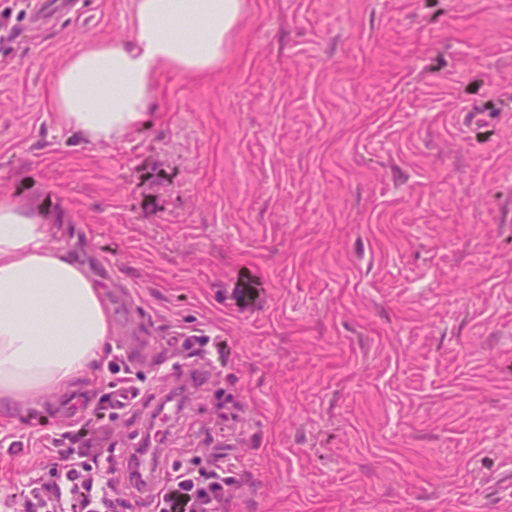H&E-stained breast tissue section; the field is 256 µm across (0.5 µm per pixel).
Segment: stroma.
<instances>
[{
    "label": "stroma",
    "instance_id": "1",
    "mask_svg": "<svg viewBox=\"0 0 512 512\" xmlns=\"http://www.w3.org/2000/svg\"><path fill=\"white\" fill-rule=\"evenodd\" d=\"M40 2L0 0V195L63 226L110 354L155 352L132 407L102 361L0 413V512L85 407L138 447L201 364L151 480L220 448L224 512H512V0H248L223 69L112 143L54 125L51 74L131 0ZM203 334L223 355L167 344ZM112 483L151 512L119 456Z\"/></svg>",
    "mask_w": 512,
    "mask_h": 512
}]
</instances>
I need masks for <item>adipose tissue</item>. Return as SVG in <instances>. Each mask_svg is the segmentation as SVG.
<instances>
[{"mask_svg":"<svg viewBox=\"0 0 512 512\" xmlns=\"http://www.w3.org/2000/svg\"><path fill=\"white\" fill-rule=\"evenodd\" d=\"M128 41L73 53L51 78L52 116L98 142L144 124L161 75L223 67L246 0H133ZM42 205L0 196V409L70 386L105 354L112 320L101 287L62 247Z\"/></svg>","mask_w":512,"mask_h":512,"instance_id":"adipose-tissue-1","label":"adipose tissue"}]
</instances>
